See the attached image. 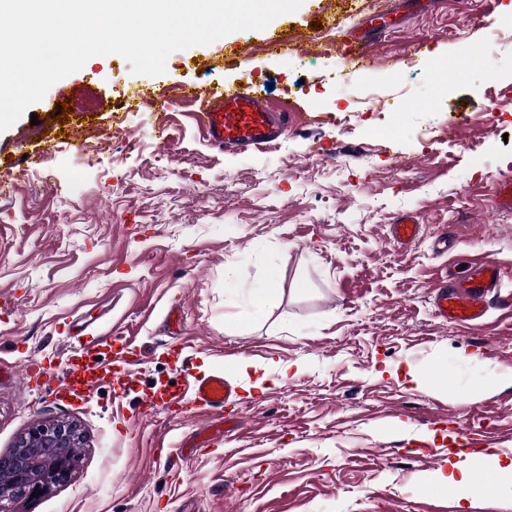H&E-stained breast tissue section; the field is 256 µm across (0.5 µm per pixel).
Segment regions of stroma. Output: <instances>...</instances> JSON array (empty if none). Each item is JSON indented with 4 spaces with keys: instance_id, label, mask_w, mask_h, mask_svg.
<instances>
[{
    "instance_id": "1",
    "label": "stroma",
    "mask_w": 512,
    "mask_h": 512,
    "mask_svg": "<svg viewBox=\"0 0 512 512\" xmlns=\"http://www.w3.org/2000/svg\"><path fill=\"white\" fill-rule=\"evenodd\" d=\"M401 2L303 0L171 53L158 76L95 56L0 133V454L56 419L84 436L71 478L8 512H512L499 472L466 503L421 482L461 419L476 450L512 456V307L471 328L432 308L441 275L476 258L512 292V209L493 197L512 178V0H480L477 22L459 0L418 16ZM369 20L386 37L337 82L349 57L313 24ZM238 81L303 128L262 152L211 147L181 90ZM67 100L99 106L57 122ZM23 136L44 150L26 169L11 160ZM404 214L421 225L407 247L390 235ZM81 324L137 346L122 399L105 387L66 405L22 376ZM228 359L251 367L230 374L222 416L146 409L182 368ZM410 371L441 384L415 388Z\"/></svg>"
}]
</instances>
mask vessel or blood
Listing matches in <instances>:
<instances>
[{
    "instance_id": "vessel-or-blood-1",
    "label": "vessel or blood",
    "mask_w": 512,
    "mask_h": 512,
    "mask_svg": "<svg viewBox=\"0 0 512 512\" xmlns=\"http://www.w3.org/2000/svg\"><path fill=\"white\" fill-rule=\"evenodd\" d=\"M193 119L211 147L236 153L268 149L297 127V117L291 109L271 105L248 84L212 91L202 99ZM418 234L419 224L411 216L398 218L391 226L393 239L401 245L413 243ZM503 288L500 266L487 259L479 260L434 290V313L445 323L480 325ZM105 346L115 349V360L102 357ZM136 359L137 352L127 338L80 329L70 332L64 359L57 363L31 362L26 377L62 401H88L105 382L112 385L114 396L119 399L134 382L129 366ZM117 361L122 363V370L114 369ZM231 393L232 385L224 374L190 375L170 402L193 410H220Z\"/></svg>"
}]
</instances>
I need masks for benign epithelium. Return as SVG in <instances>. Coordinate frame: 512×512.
<instances>
[{
  "instance_id": "obj_1",
  "label": "benign epithelium",
  "mask_w": 512,
  "mask_h": 512,
  "mask_svg": "<svg viewBox=\"0 0 512 512\" xmlns=\"http://www.w3.org/2000/svg\"><path fill=\"white\" fill-rule=\"evenodd\" d=\"M82 432L78 424L57 419L21 436L13 450L0 455V501L28 498L66 482L74 469Z\"/></svg>"
}]
</instances>
